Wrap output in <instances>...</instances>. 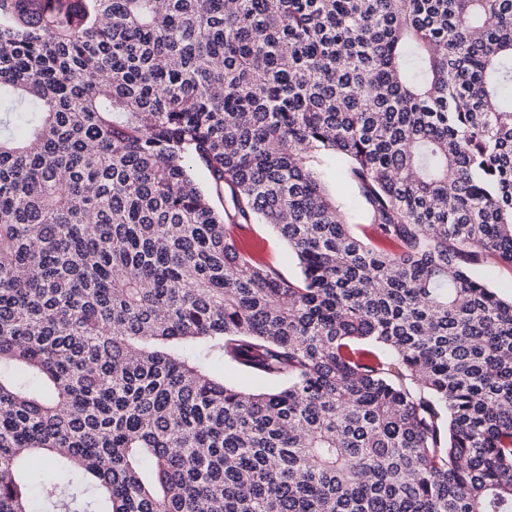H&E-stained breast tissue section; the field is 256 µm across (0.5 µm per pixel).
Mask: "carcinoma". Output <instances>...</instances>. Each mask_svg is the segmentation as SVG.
Returning <instances> with one entry per match:
<instances>
[{
	"instance_id": "carcinoma-1",
	"label": "carcinoma",
	"mask_w": 512,
	"mask_h": 512,
	"mask_svg": "<svg viewBox=\"0 0 512 512\" xmlns=\"http://www.w3.org/2000/svg\"><path fill=\"white\" fill-rule=\"evenodd\" d=\"M487 263L512 0H0V512H512ZM330 191L336 194V197L347 207H352L357 201V195L351 185H349L339 169H333L331 175L327 179ZM249 235L255 242L265 247L268 257L285 277L292 279L299 275L296 259L288 244L277 235L270 225L252 224ZM218 372L224 375V381L244 390H256L264 386V383L256 380L246 371L231 364L217 365Z\"/></svg>"
}]
</instances>
